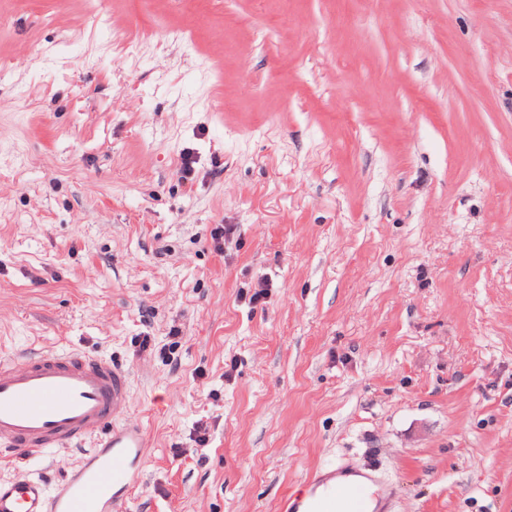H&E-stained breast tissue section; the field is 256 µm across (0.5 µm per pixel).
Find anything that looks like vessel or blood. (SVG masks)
Wrapping results in <instances>:
<instances>
[{
	"label": "vessel or blood",
	"instance_id": "1",
	"mask_svg": "<svg viewBox=\"0 0 512 512\" xmlns=\"http://www.w3.org/2000/svg\"><path fill=\"white\" fill-rule=\"evenodd\" d=\"M126 371L85 354L0 362V446L31 457L95 440L55 495L41 480L0 483V512H115L146 461L147 439L128 418ZM372 484L312 479V491L285 512H376Z\"/></svg>",
	"mask_w": 512,
	"mask_h": 512
}]
</instances>
